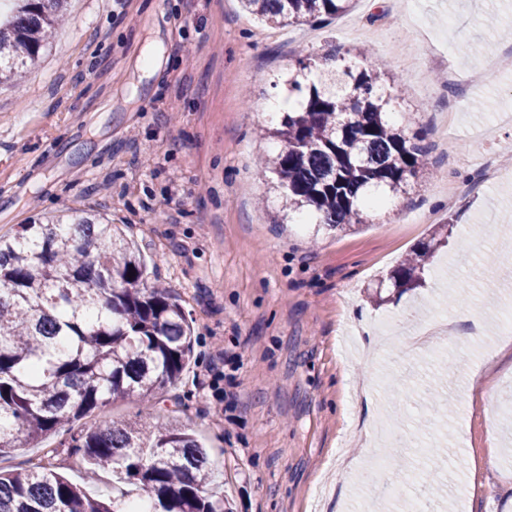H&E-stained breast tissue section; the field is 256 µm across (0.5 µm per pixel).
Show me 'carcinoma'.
I'll list each match as a JSON object with an SVG mask.
<instances>
[{
    "label": "carcinoma",
    "mask_w": 512,
    "mask_h": 512,
    "mask_svg": "<svg viewBox=\"0 0 512 512\" xmlns=\"http://www.w3.org/2000/svg\"><path fill=\"white\" fill-rule=\"evenodd\" d=\"M273 26H304L341 16L353 0H241ZM63 0H19L0 22V82L18 83L62 21ZM318 69L300 58L283 78L294 106L261 134L280 142L259 159L282 206L274 223L347 229L375 205L408 194L427 171L429 146L391 119V78L337 51ZM430 245L388 280L399 290L423 283ZM193 352L180 299L147 282L139 249L97 214H61L0 236V455L18 441L50 437L87 464L109 469L120 508L88 495L55 467L0 471V512H229L206 492L212 462L190 429L112 421L72 423L133 397L150 408L176 388Z\"/></svg>",
    "instance_id": "1"
}]
</instances>
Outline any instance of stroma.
Here are the masks:
<instances>
[{
  "label": "stroma",
  "mask_w": 512,
  "mask_h": 512,
  "mask_svg": "<svg viewBox=\"0 0 512 512\" xmlns=\"http://www.w3.org/2000/svg\"><path fill=\"white\" fill-rule=\"evenodd\" d=\"M63 9L43 59L0 85V235L61 208L127 225L192 322L181 420L218 460L212 490L233 512H512V371L493 395L464 394L512 313V165L483 176L512 149V126L491 122L512 113V41L497 29L512 0H355L280 29L239 0ZM333 47L394 76L430 166L373 223L312 241L273 223L256 129L296 59ZM443 227L423 287L376 302L369 284ZM444 313L457 341L401 349ZM226 348L223 377L196 384ZM409 437L438 465L392 498L418 456Z\"/></svg>",
  "instance_id": "35a3bbf8"
}]
</instances>
